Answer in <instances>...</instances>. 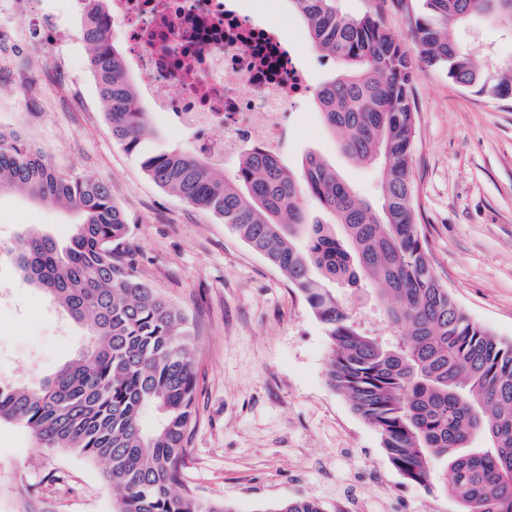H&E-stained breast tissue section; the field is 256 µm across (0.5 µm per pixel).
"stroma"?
Wrapping results in <instances>:
<instances>
[{
	"mask_svg": "<svg viewBox=\"0 0 512 512\" xmlns=\"http://www.w3.org/2000/svg\"><path fill=\"white\" fill-rule=\"evenodd\" d=\"M78 0H28L17 15L0 0V129L14 131L61 172L105 182L129 224L126 257L137 276L186 315L192 331L196 423L183 465L200 499L235 512H272L314 498L325 512H460L442 487L408 483L379 432L327 383L329 344L302 295L211 212L156 185L138 153L112 136L89 66ZM253 16L284 18L315 84L338 71L309 41L287 0H240ZM411 43L418 0H339ZM458 37L481 61L512 57V36L474 21ZM413 186L418 222L440 280L475 322L512 340V99L497 103L416 62ZM281 155L299 169L315 152L359 194L378 195L375 169L348 160L315 98L289 115ZM74 216L16 191L0 192V245L36 230L66 242ZM84 329L0 258V381L38 386L84 346ZM37 485L55 512H112L102 468L77 455L39 452L25 430L0 424V512H18V489Z\"/></svg>",
	"mask_w": 512,
	"mask_h": 512,
	"instance_id": "obj_1",
	"label": "stroma"
}]
</instances>
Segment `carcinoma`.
<instances>
[{"mask_svg":"<svg viewBox=\"0 0 512 512\" xmlns=\"http://www.w3.org/2000/svg\"><path fill=\"white\" fill-rule=\"evenodd\" d=\"M82 35L112 136L127 150L156 135L138 106L125 53L112 42L105 0H91ZM311 43L339 73L316 92L341 152L377 170L380 195H359L325 159L298 175L261 147L240 153L230 176L197 151L142 157L147 175L230 225L305 298L328 336L329 385L381 435L391 465L427 490L440 484L461 512H512V342L470 320L437 277L417 224L412 183L417 115L412 52L370 15L335 0H288ZM480 16L512 31V0H420L417 52L456 85L490 101L512 97V62L477 67L453 38ZM17 189L74 211L63 246L28 234L13 261L87 344L37 387L0 382V423L26 430L43 451L67 449L105 465L113 512H235L183 485L194 421V344L188 321L123 259L128 235L109 186L62 173L13 132H0V190ZM310 198L334 223L312 220ZM368 288L384 332L368 327L329 284ZM158 420L144 426L146 412ZM20 512H54L30 486ZM272 512H324L316 499Z\"/></svg>","mask_w":512,"mask_h":512,"instance_id":"cac0c4a2","label":"carcinoma"}]
</instances>
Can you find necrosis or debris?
Wrapping results in <instances>:
<instances>
[{"mask_svg": "<svg viewBox=\"0 0 512 512\" xmlns=\"http://www.w3.org/2000/svg\"><path fill=\"white\" fill-rule=\"evenodd\" d=\"M109 20L128 27L127 65L147 78L149 111L198 132V150L218 160L248 144L278 153L285 105L312 86L275 25L244 18L233 0H111Z\"/></svg>", "mask_w": 512, "mask_h": 512, "instance_id": "obj_1", "label": "necrosis or debris"}]
</instances>
